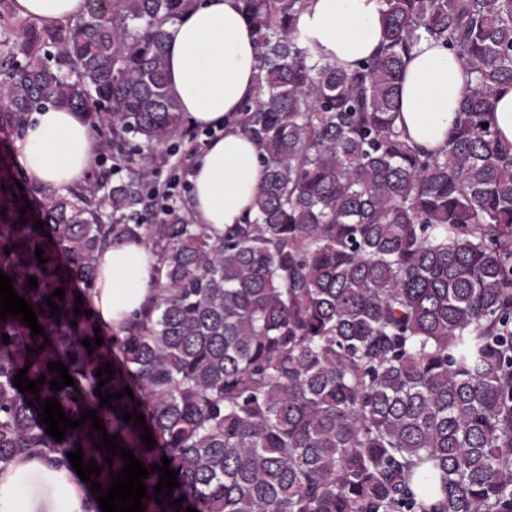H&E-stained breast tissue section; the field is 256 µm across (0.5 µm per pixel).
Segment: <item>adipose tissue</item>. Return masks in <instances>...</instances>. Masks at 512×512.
Masks as SVG:
<instances>
[{
    "mask_svg": "<svg viewBox=\"0 0 512 512\" xmlns=\"http://www.w3.org/2000/svg\"><path fill=\"white\" fill-rule=\"evenodd\" d=\"M90 0H14L17 15L45 26L88 16ZM382 0H307L299 28L318 56L340 66L374 54L382 35ZM168 87L193 125L223 128L194 158V223L215 230L240 224L264 178L260 149L237 119L253 98L258 73L255 36L238 0H193L164 25ZM470 76L461 57L430 39L407 58L398 125L429 150L445 148ZM27 179L64 191L93 167L99 147L77 113L54 107L35 115L14 145ZM155 257L145 244L102 250L92 305L102 326L117 328L152 297ZM86 490L75 471L32 457L0 471V512H85Z\"/></svg>",
    "mask_w": 512,
    "mask_h": 512,
    "instance_id": "adipose-tissue-1",
    "label": "adipose tissue"
}]
</instances>
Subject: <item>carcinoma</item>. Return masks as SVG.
<instances>
[{"instance_id":"cac0c4a2","label":"carcinoma","mask_w":512,"mask_h":512,"mask_svg":"<svg viewBox=\"0 0 512 512\" xmlns=\"http://www.w3.org/2000/svg\"><path fill=\"white\" fill-rule=\"evenodd\" d=\"M239 3L258 49L239 123L265 178L253 219L222 233L147 211L154 156L185 122L163 25L189 0H107L64 27L25 28L24 61L0 56L1 132L48 106L76 111L128 171L110 187L98 176L81 191H21L0 152V270L44 329L0 320V469L38 454L69 469L79 443L111 485L125 461H105L89 420L62 441L47 434L38 413L51 397L74 420L97 411L151 470L145 512H512V142L492 122L512 88V0H383L378 52L347 68L315 58L298 27L306 0ZM423 38L470 75L445 150L395 124L404 57ZM129 241L156 256V292L96 334L75 298L90 309L99 251ZM57 288L55 319L45 300ZM50 361L75 385L51 391ZM107 362L101 391L134 394L111 409L95 394ZM25 367L46 377L38 401L15 386ZM135 410L150 450L122 420ZM164 456L178 486L159 505Z\"/></svg>"}]
</instances>
